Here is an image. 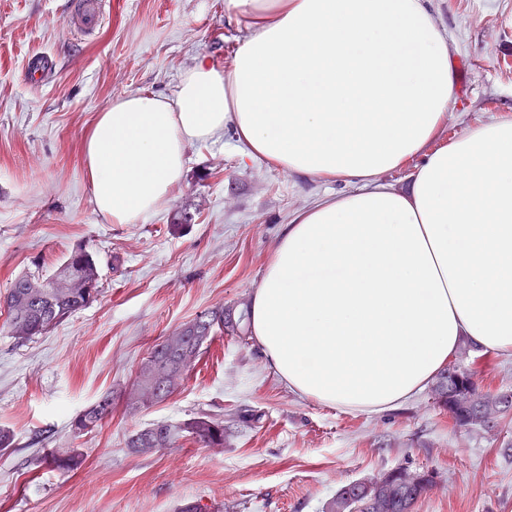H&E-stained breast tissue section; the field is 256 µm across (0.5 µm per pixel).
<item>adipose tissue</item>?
<instances>
[{"label": "adipose tissue", "mask_w": 512, "mask_h": 512, "mask_svg": "<svg viewBox=\"0 0 512 512\" xmlns=\"http://www.w3.org/2000/svg\"><path fill=\"white\" fill-rule=\"evenodd\" d=\"M230 70L202 60L176 97L113 100L83 142L98 212L163 208L188 149L232 130L245 153L356 190L295 212L249 310L289 389L347 411L394 408L461 341L512 351V119L427 152L456 63L426 0H226ZM423 156L408 188L378 176Z\"/></svg>", "instance_id": "obj_1"}]
</instances>
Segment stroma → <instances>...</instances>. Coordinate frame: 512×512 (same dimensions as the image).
<instances>
[{
    "instance_id": "1",
    "label": "stroma",
    "mask_w": 512,
    "mask_h": 512,
    "mask_svg": "<svg viewBox=\"0 0 512 512\" xmlns=\"http://www.w3.org/2000/svg\"><path fill=\"white\" fill-rule=\"evenodd\" d=\"M78 0H0V296L19 275L52 274L79 246L92 252L100 294L50 332L21 343L0 311V512H323L342 485L404 468L433 484L413 512H512V414L460 428L424 388L381 412L344 411L291 393L254 344L216 334L178 391L129 405L151 347L205 310L241 309L293 212L353 184L289 173L247 156L232 132L189 148L169 203L130 224L96 210L84 137L112 100L168 98L199 60L230 68L246 35L225 0H102L84 35ZM448 33L458 91L432 148L480 124L512 118V0H430ZM50 59L28 84L29 59ZM184 216L174 224L175 216ZM479 392L512 390V352L480 353ZM113 411L77 436L73 421L102 395ZM212 414L224 445L192 436L176 448L132 452L127 436L152 423ZM77 449L74 471L51 453Z\"/></svg>"
}]
</instances>
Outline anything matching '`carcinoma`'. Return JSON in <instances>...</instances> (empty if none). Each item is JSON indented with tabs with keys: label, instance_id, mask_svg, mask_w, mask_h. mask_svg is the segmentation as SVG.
<instances>
[{
	"label": "carcinoma",
	"instance_id": "cac0c4a2",
	"mask_svg": "<svg viewBox=\"0 0 512 512\" xmlns=\"http://www.w3.org/2000/svg\"><path fill=\"white\" fill-rule=\"evenodd\" d=\"M99 293V271L96 259L87 250L79 247L65 257L52 275L38 277L34 274L18 276L10 285L0 307L7 315V322L14 337L23 342L34 336L48 333L71 315L86 307ZM246 311L235 314L232 309L219 308L198 314L193 320L163 337L156 343L142 363L136 376L137 391L130 393V404L138 403L136 393L148 395L143 382L153 378H178L184 375L207 349L216 331L231 332L244 341ZM476 400L486 409L499 416L509 414L497 406L496 396L480 394L476 387L453 399V419L460 427L475 425L471 421L468 400ZM112 417V396L105 395L85 410L75 420L76 427L91 432ZM168 432L165 443L156 447L147 436L156 428ZM190 434L203 446L224 444V424L208 415L194 417L180 426L170 424L152 425L131 434L126 447L138 453L163 451L175 447L180 434ZM80 463L79 456L71 452L54 455L51 464L58 470L72 471ZM432 485V478L421 477L413 484L403 479V470L391 473L372 483L375 505L371 512H409ZM361 482L352 481L340 487L326 504V512H362L360 504Z\"/></svg>",
	"mask_w": 512,
	"mask_h": 512
}]
</instances>
